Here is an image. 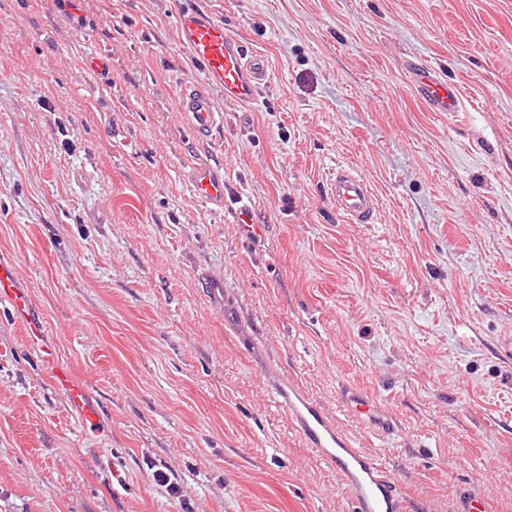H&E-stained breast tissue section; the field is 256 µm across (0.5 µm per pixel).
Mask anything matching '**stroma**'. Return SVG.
<instances>
[{"label": "stroma", "instance_id": "1", "mask_svg": "<svg viewBox=\"0 0 512 512\" xmlns=\"http://www.w3.org/2000/svg\"><path fill=\"white\" fill-rule=\"evenodd\" d=\"M187 4L271 67L253 105L213 90L224 126L205 140L173 109L200 77ZM412 62L464 111H427ZM199 161L224 169L223 211L189 191ZM343 163L374 189L373 223L337 212ZM0 261L44 329L27 343L0 304V512H355L279 403L289 384L405 512H454L467 490L512 512V0H0ZM342 393L346 402L350 403L360 414L367 416L369 420L375 422L379 428L389 430L390 426L392 427V422L388 418L381 416L378 413L377 407L357 391L345 388Z\"/></svg>", "mask_w": 512, "mask_h": 512}]
</instances>
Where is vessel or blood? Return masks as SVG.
Instances as JSON below:
<instances>
[{"mask_svg":"<svg viewBox=\"0 0 512 512\" xmlns=\"http://www.w3.org/2000/svg\"><path fill=\"white\" fill-rule=\"evenodd\" d=\"M181 45L202 69L203 77L183 89L174 100L175 111L185 113L195 133L205 136L222 126L224 115L215 104L212 87L223 88L224 96L241 104L255 103L269 78L266 59L248 52L243 43L230 35L208 11L186 8L177 16ZM416 95L430 111L455 112L461 93L453 84L440 80L430 71L417 67L411 72ZM190 192L212 210L224 208V170L201 163L187 176ZM331 199L339 213L353 224L368 223L376 211V196L368 181L351 167L337 168L331 182ZM7 301L12 313L25 322L27 336H41L39 325L29 319L30 297L14 267L0 264V301ZM277 397L296 424L307 444L336 468L356 494L357 512H403L402 496L393 478L375 461L353 448L322 409L295 384L278 391ZM343 397L360 414L381 429L391 422L376 406L357 391L344 389Z\"/></svg>","mask_w":512,"mask_h":512,"instance_id":"1","label":"vessel or blood"}]
</instances>
